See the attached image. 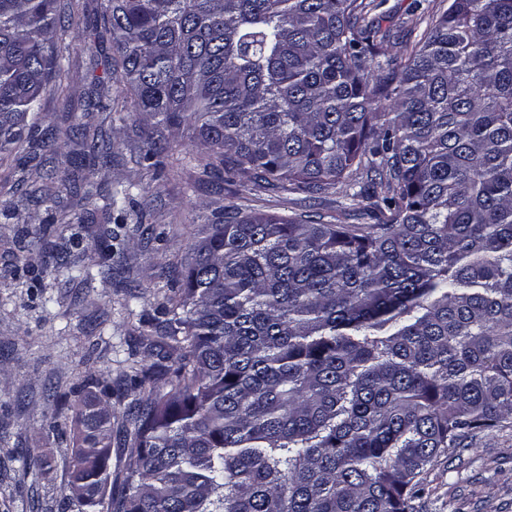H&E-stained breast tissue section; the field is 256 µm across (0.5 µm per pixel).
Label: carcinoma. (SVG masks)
<instances>
[{"mask_svg":"<svg viewBox=\"0 0 512 512\" xmlns=\"http://www.w3.org/2000/svg\"><path fill=\"white\" fill-rule=\"evenodd\" d=\"M75 4L0 0V153L43 123ZM366 0H105L150 160L183 124L203 169L339 185L372 224L224 211L130 376L134 460L112 471V390L83 403L63 512H411L442 451L512 418V0H448L377 60ZM66 252L46 273L76 269ZM177 352L175 367L162 364Z\"/></svg>","mask_w":512,"mask_h":512,"instance_id":"1","label":"carcinoma"}]
</instances>
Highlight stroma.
I'll list each match as a JSON object with an SVG mask.
<instances>
[{
	"label": "stroma",
	"instance_id": "35a3bbf8",
	"mask_svg": "<svg viewBox=\"0 0 512 512\" xmlns=\"http://www.w3.org/2000/svg\"><path fill=\"white\" fill-rule=\"evenodd\" d=\"M448 0H384L368 13L385 36V56L409 55L433 16ZM73 28L57 45L68 56V98L42 99L58 154L22 144L24 169L0 161V512H61L69 462L80 430L76 410L99 397L95 376L112 385V465L124 466L131 450L120 430L132 400L127 375L153 363L150 346L162 334L160 307L182 284L202 225L224 219L226 206L241 213L326 217L348 211L361 223L365 200H350L339 187L314 193L258 187L224 170L203 171L204 153L189 126L168 139L157 166L138 153L141 123L129 99L111 90V109L101 107L93 83L109 43L74 50ZM86 127L75 132L74 116ZM107 140L111 157L90 156L86 143ZM39 186L53 181L56 197L20 200L17 180ZM135 183L121 209L106 212L103 198ZM45 230L44 239L34 236ZM81 254L86 263L111 261L112 277L91 282L67 272L42 276L45 243ZM41 453L50 468L31 466ZM413 512H512V426L466 438L439 454L419 478Z\"/></svg>",
	"mask_w": 512,
	"mask_h": 512
}]
</instances>
